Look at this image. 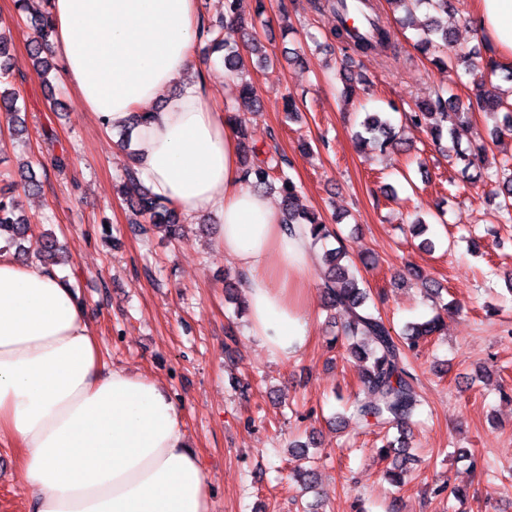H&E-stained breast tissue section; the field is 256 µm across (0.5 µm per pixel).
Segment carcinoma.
Listing matches in <instances>:
<instances>
[{
  "instance_id": "1",
  "label": "carcinoma",
  "mask_w": 512,
  "mask_h": 512,
  "mask_svg": "<svg viewBox=\"0 0 512 512\" xmlns=\"http://www.w3.org/2000/svg\"><path fill=\"white\" fill-rule=\"evenodd\" d=\"M401 8L407 17L415 11L425 9L426 15L416 48L423 54L440 52L436 59L441 66L457 72V76H468L476 90V99L490 119L502 116V122L492 131L496 136L503 131H512V102L503 97L494 84L493 76L504 69L493 50L482 54L481 50L460 47L455 43L453 32L444 23L442 14L453 8L452 0H316L314 7L320 12H330L336 19V39L343 45V58L337 74L349 95L358 85L357 78L348 69L356 56H366L375 47L386 43L389 32L385 25L382 2ZM240 0H223L224 10L219 16L204 25L206 41L212 49L224 52V69L241 79L240 95L247 104V111L259 112L262 103L252 82L243 78L245 60L240 52L224 43L226 22L244 24L239 11ZM37 40L32 50L35 74L47 78L51 65L44 56L53 23L50 13L45 11L30 19ZM11 40L0 29V118L13 127L24 126L19 94L12 87L10 65L7 63ZM407 119L414 126L424 128L437 144L448 141V156L462 165L461 172L473 169L481 172L487 154L484 142H467L462 147L461 139L470 127L467 108L451 101L445 91L435 92V97L423 102L410 113ZM355 147L362 151L371 145L383 152L388 147L400 144L395 127L384 112H367L360 129L354 132ZM250 152L253 161L243 163L247 183L257 189H277L282 201V223L293 233L297 230L309 235L311 243L323 241L334 234L322 217L313 210L297 207L298 187L285 172L283 157L269 156L258 159L256 148ZM131 165L125 170L121 195L128 200L135 212L147 217L156 226L164 228L169 238L179 237V210L169 201H163L144 186L138 176L139 161L136 153H130ZM496 195L500 219L512 222V162L506 161L494 172ZM18 183L10 181L0 188V243L3 248L13 247L17 253L33 258L45 265L60 263L65 247L57 235L42 231L30 220L16 213L13 190ZM353 261L343 246L327 250L321 258L319 276L322 285L323 304L336 311L343 319L342 335L350 343L346 348L349 357L363 364L360 375L361 394L350 403L351 415L356 423L380 431L395 428L399 436L386 441L379 453L392 459L397 468L395 482L402 483L410 460L408 429L414 418L422 412L424 399L419 392L417 378L412 372L410 354L419 350L421 344L443 330V320L437 314L430 319L407 327L399 336L387 324L380 312L366 305L370 294L359 286L352 271Z\"/></svg>"
}]
</instances>
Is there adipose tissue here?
I'll return each instance as SVG.
<instances>
[{
  "mask_svg": "<svg viewBox=\"0 0 512 512\" xmlns=\"http://www.w3.org/2000/svg\"><path fill=\"white\" fill-rule=\"evenodd\" d=\"M479 33L512 59V0H475ZM51 50L102 129L130 125L139 177L188 216L222 215L224 256L246 281L248 331L271 354L306 344L315 257L246 183L239 135L196 69L197 0H49ZM145 109L133 125L134 109ZM14 444L33 512H210L211 477L155 378L112 369L60 274L0 253V444Z\"/></svg>",
  "mask_w": 512,
  "mask_h": 512,
  "instance_id": "ef3b65f1",
  "label": "adipose tissue"
}]
</instances>
